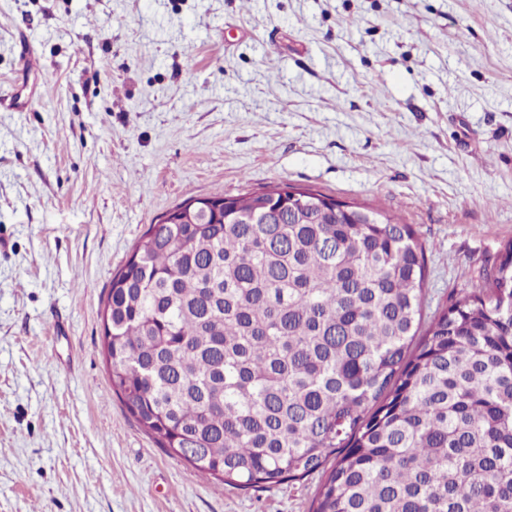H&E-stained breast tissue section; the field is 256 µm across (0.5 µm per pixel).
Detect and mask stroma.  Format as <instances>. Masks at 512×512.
<instances>
[{
  "label": "stroma",
  "mask_w": 512,
  "mask_h": 512,
  "mask_svg": "<svg viewBox=\"0 0 512 512\" xmlns=\"http://www.w3.org/2000/svg\"><path fill=\"white\" fill-rule=\"evenodd\" d=\"M0 89V512H310L321 473L224 485L112 391V275L185 200L398 215L427 321L512 240V0H0Z\"/></svg>",
  "instance_id": "35a3bbf8"
}]
</instances>
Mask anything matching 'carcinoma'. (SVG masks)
<instances>
[{
	"label": "carcinoma",
	"mask_w": 512,
	"mask_h": 512,
	"mask_svg": "<svg viewBox=\"0 0 512 512\" xmlns=\"http://www.w3.org/2000/svg\"><path fill=\"white\" fill-rule=\"evenodd\" d=\"M266 187L149 225L102 311L112 391L241 489L330 465L312 512H512V240L416 348L410 224Z\"/></svg>",
	"instance_id": "1"
}]
</instances>
